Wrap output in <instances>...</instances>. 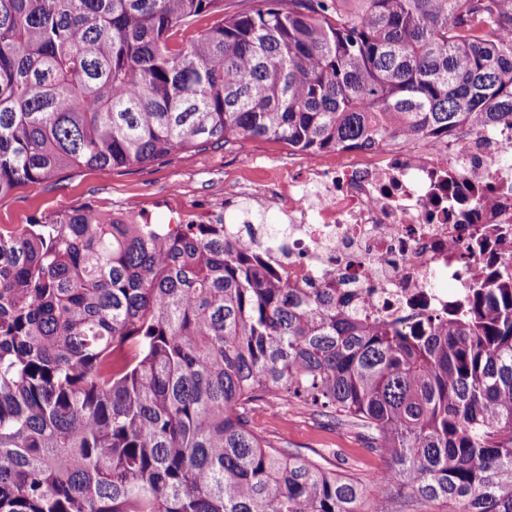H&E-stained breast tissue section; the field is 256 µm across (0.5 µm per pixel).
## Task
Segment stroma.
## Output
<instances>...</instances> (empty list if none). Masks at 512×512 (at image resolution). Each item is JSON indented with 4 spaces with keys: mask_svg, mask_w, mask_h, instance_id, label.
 <instances>
[{
    "mask_svg": "<svg viewBox=\"0 0 512 512\" xmlns=\"http://www.w3.org/2000/svg\"><path fill=\"white\" fill-rule=\"evenodd\" d=\"M246 152L284 158L289 148L270 139H250L225 148L179 153L143 166L67 172L44 188L21 187L0 198V224L55 218L79 207L114 214L133 204L155 224L168 223L176 208L193 212L203 207L220 214L224 171L236 166ZM251 424L274 446L305 454L333 453L332 467L340 473L354 469L369 473L385 466L383 458L366 450L358 429L328 422L294 401L282 405L275 415L261 410L252 413Z\"/></svg>",
    "mask_w": 512,
    "mask_h": 512,
    "instance_id": "35a3bbf8",
    "label": "stroma"
}]
</instances>
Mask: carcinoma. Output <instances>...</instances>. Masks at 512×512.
<instances>
[{"label": "carcinoma", "instance_id": "1", "mask_svg": "<svg viewBox=\"0 0 512 512\" xmlns=\"http://www.w3.org/2000/svg\"><path fill=\"white\" fill-rule=\"evenodd\" d=\"M253 2L0 0V197L248 138L512 128V0ZM290 399L383 475L260 436ZM433 509L512 512V272L407 332L268 276L222 223L0 225V512Z\"/></svg>", "mask_w": 512, "mask_h": 512}]
</instances>
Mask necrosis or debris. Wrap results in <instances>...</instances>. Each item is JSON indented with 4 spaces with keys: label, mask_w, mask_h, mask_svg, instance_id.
<instances>
[{
    "label": "necrosis or debris",
    "mask_w": 512,
    "mask_h": 512,
    "mask_svg": "<svg viewBox=\"0 0 512 512\" xmlns=\"http://www.w3.org/2000/svg\"><path fill=\"white\" fill-rule=\"evenodd\" d=\"M512 130L292 156L224 174V230L293 288H332L359 318L413 330L512 266ZM283 221L269 238L268 209ZM452 280L455 292L442 290Z\"/></svg>",
    "instance_id": "obj_1"
}]
</instances>
